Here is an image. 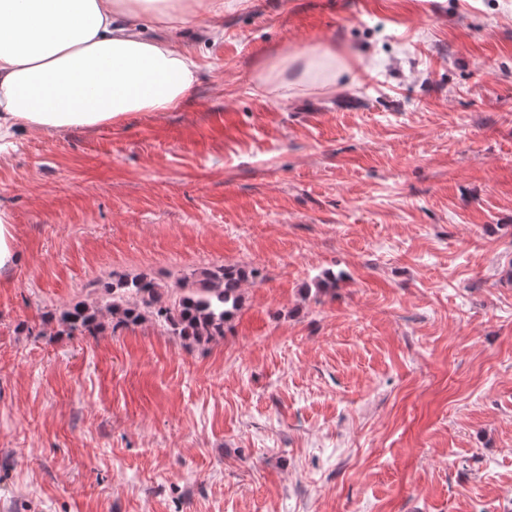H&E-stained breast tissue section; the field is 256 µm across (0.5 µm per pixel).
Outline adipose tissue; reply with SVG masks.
<instances>
[{
  "instance_id": "adipose-tissue-1",
  "label": "adipose tissue",
  "mask_w": 512,
  "mask_h": 512,
  "mask_svg": "<svg viewBox=\"0 0 512 512\" xmlns=\"http://www.w3.org/2000/svg\"><path fill=\"white\" fill-rule=\"evenodd\" d=\"M232 0H0V142L34 131L109 126L162 112L184 97L197 66L182 47L191 18L219 20ZM152 13L160 33L136 23ZM348 67L335 48L274 58L265 94L294 98L335 85Z\"/></svg>"
}]
</instances>
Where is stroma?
<instances>
[{
	"label": "stroma",
	"mask_w": 512,
	"mask_h": 512,
	"mask_svg": "<svg viewBox=\"0 0 512 512\" xmlns=\"http://www.w3.org/2000/svg\"><path fill=\"white\" fill-rule=\"evenodd\" d=\"M183 101L0 152V512H512V0H241ZM336 89L259 94L279 50ZM260 269L224 335L67 334ZM20 259L15 225L10 224L7 217L0 213V277L14 269Z\"/></svg>",
	"instance_id": "35a3bbf8"
}]
</instances>
